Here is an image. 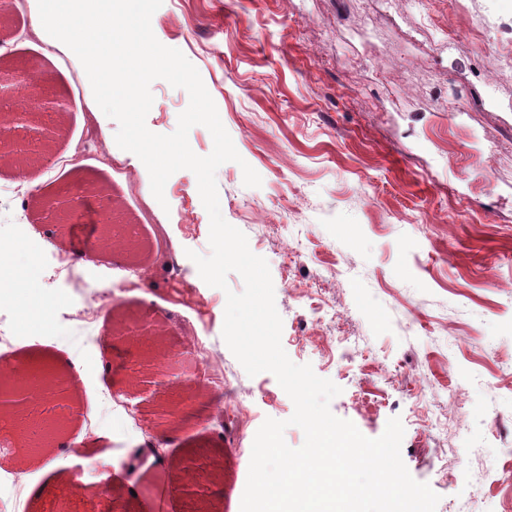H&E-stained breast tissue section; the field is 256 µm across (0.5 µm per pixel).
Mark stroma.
Returning <instances> with one entry per match:
<instances>
[{
  "mask_svg": "<svg viewBox=\"0 0 512 512\" xmlns=\"http://www.w3.org/2000/svg\"><path fill=\"white\" fill-rule=\"evenodd\" d=\"M13 6L0 26V57L46 76L67 98L64 136L42 165L18 173L0 166V204L22 214L23 231L42 254L74 261L94 284L120 279L129 265L116 249L75 256L83 228L44 223L33 194L97 183V209L113 206L138 224L139 266L121 305L94 306L87 340L67 336L61 314L83 305L60 285L52 328L22 339L11 366L40 354L79 355L71 389L75 411L62 438L40 460L22 452L17 427L0 420V512H56L55 494L77 478L84 501L103 482L126 493L130 512H183L173 461L220 454L224 482L210 490L214 512H240L253 438L266 418L285 420L294 404L268 372L248 376L223 337L228 287L208 286L188 251L206 255L210 219L195 175L175 172L164 201L115 142L118 124L98 115L77 57L50 49ZM151 23L157 40L197 68L242 157L216 172L223 218L263 257L283 320L282 346L341 392L331 412L366 437L390 418L404 426L403 462L440 500L436 512H507L512 506V72L502 71L500 101L476 96L488 51H512V0L488 12L485 0L460 9L451 0H402L394 14L376 0H164ZM467 37V56L442 41ZM418 85L405 84V69ZM148 129L172 133L187 92L156 80ZM261 177L243 184L242 164ZM162 229L181 276L149 255ZM153 330L166 350L153 378H132L143 337L116 341L117 322ZM201 337L224 367V390L200 386L181 423L158 414L171 386L191 387L201 367L185 337ZM346 340L353 361L340 356ZM112 363V371L102 362ZM241 399L245 417L227 422L220 403ZM171 441H162L164 432ZM48 486L41 500L29 490Z\"/></svg>",
  "mask_w": 512,
  "mask_h": 512,
  "instance_id": "1",
  "label": "stroma"
}]
</instances>
